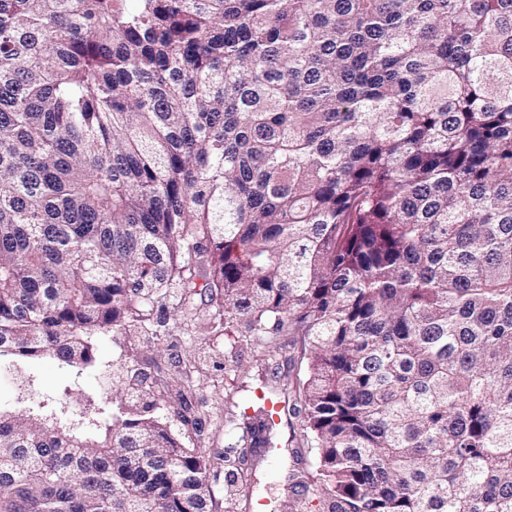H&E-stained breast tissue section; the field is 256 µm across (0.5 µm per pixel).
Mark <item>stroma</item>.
Returning <instances> with one entry per match:
<instances>
[{
    "label": "stroma",
    "mask_w": 512,
    "mask_h": 512,
    "mask_svg": "<svg viewBox=\"0 0 512 512\" xmlns=\"http://www.w3.org/2000/svg\"><path fill=\"white\" fill-rule=\"evenodd\" d=\"M166 316L174 327V334L157 345L143 336L98 337L97 361L79 379H72L50 356L30 362L29 368L40 376L43 389L56 390L75 384L85 395L96 397L111 395L113 389L119 388L127 362L135 361L148 379V385L142 391L143 401H158L164 409L188 405L191 417L202 423L200 447L218 450L236 447L241 432L226 423L225 418L238 413L247 394L238 392L234 400L229 401L216 384L224 377L225 364L230 363L237 366L242 381L248 387L254 386V352L247 348L231 349L227 338H218V354L206 359L202 369L195 372L192 382H185L181 377V367L196 356L195 342L193 337L184 335V319L179 311L167 309ZM273 436L281 450L280 460L273 467L266 456L257 457L253 467L254 479L258 483V495L278 499L285 505L291 499L288 474L295 466L291 454V431L287 425L281 424Z\"/></svg>",
    "instance_id": "obj_1"
}]
</instances>
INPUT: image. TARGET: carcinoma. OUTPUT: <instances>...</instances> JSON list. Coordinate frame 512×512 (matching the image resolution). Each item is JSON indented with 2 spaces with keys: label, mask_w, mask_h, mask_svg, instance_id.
Masks as SVG:
<instances>
[{
  "label": "carcinoma",
  "mask_w": 512,
  "mask_h": 512,
  "mask_svg": "<svg viewBox=\"0 0 512 512\" xmlns=\"http://www.w3.org/2000/svg\"><path fill=\"white\" fill-rule=\"evenodd\" d=\"M295 350L317 512H512V0H0V512H217L235 448L141 380L41 391L97 336ZM27 367L41 377L42 387L45 390H56L65 386L75 388L73 378L60 369L57 360L51 356L32 361Z\"/></svg>",
  "instance_id": "obj_1"
}]
</instances>
